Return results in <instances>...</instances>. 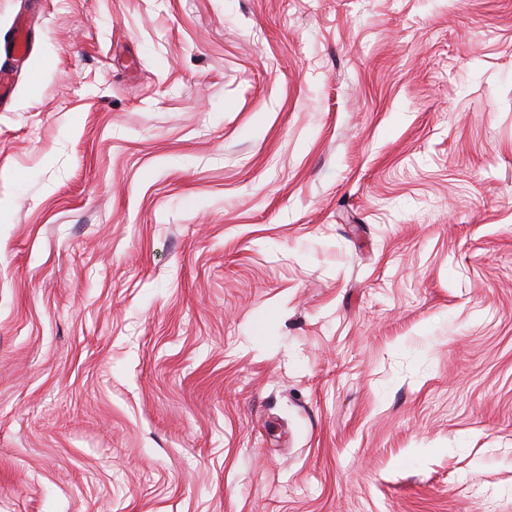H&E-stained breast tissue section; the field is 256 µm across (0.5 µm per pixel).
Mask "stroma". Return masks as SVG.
Masks as SVG:
<instances>
[{
  "label": "stroma",
  "instance_id": "35a3bbf8",
  "mask_svg": "<svg viewBox=\"0 0 512 512\" xmlns=\"http://www.w3.org/2000/svg\"><path fill=\"white\" fill-rule=\"evenodd\" d=\"M0 512H512V0H0Z\"/></svg>",
  "mask_w": 512,
  "mask_h": 512
}]
</instances>
